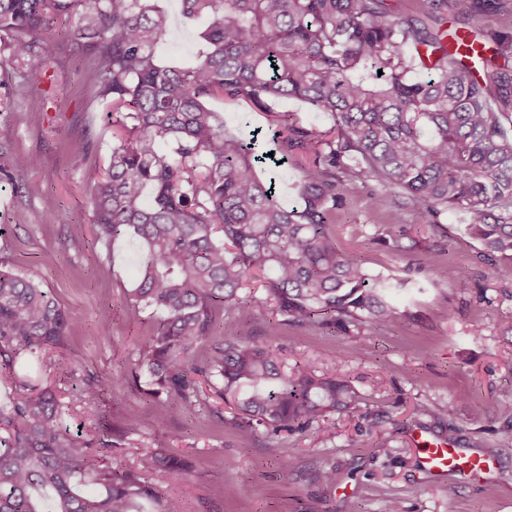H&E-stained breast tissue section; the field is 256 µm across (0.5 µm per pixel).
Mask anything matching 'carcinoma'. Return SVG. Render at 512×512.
<instances>
[{"mask_svg": "<svg viewBox=\"0 0 512 512\" xmlns=\"http://www.w3.org/2000/svg\"><path fill=\"white\" fill-rule=\"evenodd\" d=\"M459 3L460 30L481 48L473 58L452 48L448 0L410 12L394 0H181L186 16L209 18L208 50L172 66L157 60L168 21L149 0H0V41L20 63L54 57L57 43L32 36L77 16L66 46L93 64L97 96L123 131L91 204L100 240L126 233L144 249L130 316L165 314L136 348L151 394L193 413L206 400L189 373L204 374L240 413L244 438L260 426L303 433L354 408L359 395L346 380L310 365L290 370L271 343L211 334L221 310L251 313L241 290L259 274L276 316L272 336L290 324L347 333L402 320L387 301L395 286L336 250L331 224L345 181L406 194L420 224L463 211L486 252L512 259V66L486 49L488 0ZM219 95L260 107L296 99L333 118L325 133L282 118L281 152L311 155L299 207H284L256 174L268 159L256 153L257 135L225 137L205 105ZM402 239L401 215L391 213L380 241L401 250ZM67 333L50 292L0 264V371L13 377L0 402V512H167L177 486L162 489L146 472L179 474L185 459L148 451L138 472L89 451L116 447L143 418L131 416L114 442H81L62 423L55 392L18 375L31 357L62 348ZM198 344L206 351L197 365ZM111 387L101 380L81 395L91 403ZM87 483L100 491L82 493Z\"/></svg>", "mask_w": 512, "mask_h": 512, "instance_id": "1", "label": "carcinoma"}]
</instances>
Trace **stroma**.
I'll return each instance as SVG.
<instances>
[{
  "label": "stroma",
  "instance_id": "1",
  "mask_svg": "<svg viewBox=\"0 0 512 512\" xmlns=\"http://www.w3.org/2000/svg\"><path fill=\"white\" fill-rule=\"evenodd\" d=\"M167 15L158 57L188 64L206 49L200 34L206 18L187 19L179 0H154ZM90 65L59 51L47 63L21 65L0 47V165L13 154L36 159L15 180L0 177V261L51 291L69 324L68 341L54 363H32L35 376L56 390L71 432L89 436L95 419L122 426L134 413L162 417L164 427H143L128 444L113 449L116 467L139 468L144 450L162 448L186 458L180 477L155 471L158 486L178 483L167 512H336L347 501L363 512H512V441L501 431L499 411L512 399V260L486 258L467 231V218L441 214L436 223L415 221L409 199L379 182L342 186L345 205L337 210L332 234L338 250L358 255L373 274L402 281L394 298L405 314L400 325L380 329L362 323L357 333L325 328L283 327L274 343L287 365L312 364L340 372L362 397L358 410L338 414L302 434L268 435L248 441L238 434L237 413L217 397L193 414L173 415L166 396H151L124 385L87 405L78 384L130 376L135 349L160 319L152 309L128 315L142 255L137 242L121 235L98 242L89 185L112 150V119L96 96ZM229 138L260 130L264 149L274 146V113H290L305 127L325 130L331 118L294 100L270 101L261 112L244 100H212ZM379 195L383 208L367 207ZM58 201L45 211L44 197ZM404 212L408 235L401 251L379 243V227L391 210ZM461 269L468 291L439 277L441 267ZM251 316L227 310L213 336L264 340L273 313L261 284L243 289ZM367 347L356 351L357 338ZM424 430L461 453L485 460L468 476H431L411 436ZM335 473L332 484L319 479Z\"/></svg>",
  "mask_w": 512,
  "mask_h": 512
}]
</instances>
